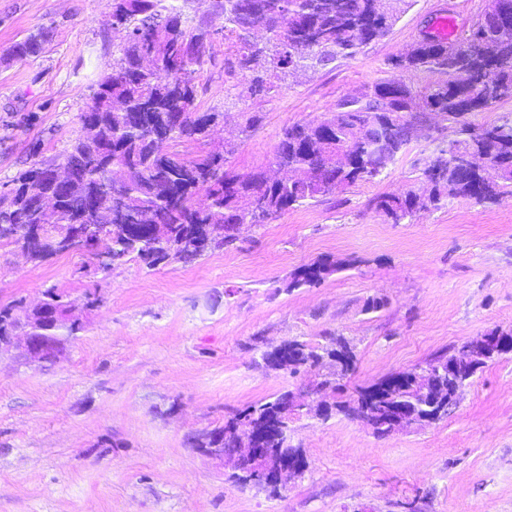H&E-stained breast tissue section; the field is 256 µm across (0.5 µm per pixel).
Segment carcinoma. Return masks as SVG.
<instances>
[{
    "label": "carcinoma",
    "instance_id": "1",
    "mask_svg": "<svg viewBox=\"0 0 512 512\" xmlns=\"http://www.w3.org/2000/svg\"><path fill=\"white\" fill-rule=\"evenodd\" d=\"M203 12L196 0H112V29L122 33L112 71L95 83L91 103L80 115L81 133L59 156L35 159L8 182L10 199L0 205V225L24 233L43 222L39 194L56 199L62 231L82 224L89 212L97 224L83 251L92 258L112 252V266L137 259L148 268L161 263L193 262L237 239L239 224H270L289 210L334 194L336 188L369 182L383 174L411 143L404 128L408 119L431 113L445 120L464 112L484 111L512 100V23L500 25L478 18L452 45L440 40L418 42L392 61L402 70L426 71L436 79L417 90L395 80L363 85L367 97L340 99L327 118L283 129L270 165L292 170L294 177L272 179L264 172L239 173L226 165L235 147H217L194 157L178 153L160 156L156 138L199 141L209 136L221 112L199 113L197 81L217 44L224 43V82L238 96L270 94L275 81L289 73L317 71L338 60L354 58L365 46L384 37L393 26L404 0H207ZM42 28L13 43L0 58L7 62L39 54L50 39ZM252 78L242 83L246 73ZM487 86L489 99L475 94L473 82ZM380 120V148L357 135L368 121ZM458 154L478 151L492 158L495 176L486 178L448 158L437 148L421 169L418 184L403 194L373 200L375 209L402 224L417 217L421 182L431 184L428 209L450 199L496 202L512 194V118L485 126L482 133L464 126L454 143ZM98 163L89 164L91 155ZM71 172L76 186L65 189L51 176L56 165ZM108 179L129 206L153 216L152 224L135 233L109 223V196L99 190ZM220 225L224 238L211 237L209 226ZM342 269V264L319 259L293 274L288 289L313 288ZM265 365L297 374L315 370V387L342 389L341 381L357 368L354 347L342 336L322 346L292 341L279 356L256 344ZM412 370L361 386L350 400L335 403L336 413L351 416L360 407L383 414L395 398L411 395ZM289 392L257 401L224 419L210 438L197 436V448L222 442L241 447L239 425L246 420L263 436L261 447L278 448L273 425L291 421Z\"/></svg>",
    "mask_w": 512,
    "mask_h": 512
}]
</instances>
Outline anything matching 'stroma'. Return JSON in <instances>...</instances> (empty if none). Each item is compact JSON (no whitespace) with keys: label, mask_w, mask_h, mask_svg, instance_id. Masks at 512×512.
<instances>
[{"label":"stroma","mask_w":512,"mask_h":512,"mask_svg":"<svg viewBox=\"0 0 512 512\" xmlns=\"http://www.w3.org/2000/svg\"><path fill=\"white\" fill-rule=\"evenodd\" d=\"M488 0H403L390 32L354 59L288 74L275 91L225 107L224 49L199 78L198 104L221 107L207 141H171L193 155L236 143L237 171L267 170L282 130L317 118L363 84L395 79L422 88L429 74L393 68L440 10L469 27ZM112 0H0V51L44 27L52 39L36 57L0 62V185L28 166L33 143L53 158L80 130L92 87L110 72L120 33L107 24ZM247 112L262 125L242 137ZM512 116V102L433 118L382 176L243 225L233 246L191 263L146 268L138 260L105 274L88 255L28 260L0 243V305L49 288L101 303L54 362L0 354V512H512V354L489 361L445 419L387 435L336 414H303L289 425L307 457L303 476L277 495L232 481L234 460L194 447L225 416L313 376L267 369L251 344L343 336L356 347L349 386L424 364L433 354L500 330L512 331V197L452 199L393 224L378 195L412 185L459 126ZM342 263L314 288L288 290L300 267ZM380 296L386 305L367 310Z\"/></svg>","instance_id":"1"}]
</instances>
